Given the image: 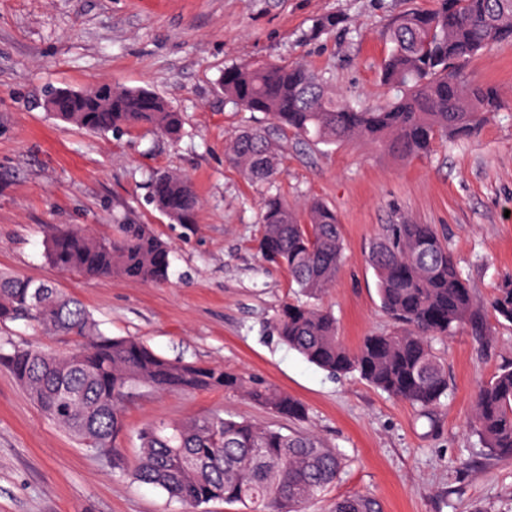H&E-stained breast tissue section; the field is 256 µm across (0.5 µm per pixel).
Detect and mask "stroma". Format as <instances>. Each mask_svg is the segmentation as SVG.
Returning <instances> with one entry per match:
<instances>
[{"instance_id":"35a3bbf8","label":"stroma","mask_w":512,"mask_h":512,"mask_svg":"<svg viewBox=\"0 0 512 512\" xmlns=\"http://www.w3.org/2000/svg\"><path fill=\"white\" fill-rule=\"evenodd\" d=\"M434 0H0V273L50 282L79 299L112 336H134L167 358L220 364L303 401L301 422L272 415L240 394L182 395L139 388L120 438L127 462L146 423L212 413L314 431L345 455L341 478L307 512L365 494L384 512H512V460L482 448L470 420L478 386L512 362V325L485 321L438 344L448 398L430 414L359 375L333 376L279 343L276 321L294 292L287 273L257 249L263 188L224 157L260 112L225 106L219 80L245 59L302 61L351 100L385 98L379 70L391 18ZM332 17V31H317ZM466 76L497 86L504 108L467 140H436L400 158L381 147L306 145L288 135L278 186L303 207L332 206L345 242L335 288L323 300L343 342L393 331L382 312L368 247L382 225H434L478 298L512 275V43L485 50ZM101 81L146 87L184 118L179 143L146 129L94 135L60 129L46 110L52 88ZM162 171L187 175L200 200L193 231L150 204ZM152 225L174 253L167 283L63 273L45 255L43 227L81 224L111 233L126 219ZM66 351L21 321L0 323V342ZM0 512H182L161 490L114 472L59 428L0 365Z\"/></svg>"}]
</instances>
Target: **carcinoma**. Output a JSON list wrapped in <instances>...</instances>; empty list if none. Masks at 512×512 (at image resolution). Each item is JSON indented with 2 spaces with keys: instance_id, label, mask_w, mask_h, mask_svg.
I'll return each mask as SVG.
<instances>
[{
  "instance_id": "1",
  "label": "carcinoma",
  "mask_w": 512,
  "mask_h": 512,
  "mask_svg": "<svg viewBox=\"0 0 512 512\" xmlns=\"http://www.w3.org/2000/svg\"><path fill=\"white\" fill-rule=\"evenodd\" d=\"M390 50L380 80L391 95L359 106L320 83L302 62L249 60L224 69V103L262 112L264 129L245 130L228 148L229 163L253 183L267 185L261 207L262 260L284 269L297 297L278 317V340L332 375L356 373L389 396L423 411L448 397V368L434 341L464 324L487 334L481 305L447 244L430 224H385L368 250L380 307L396 325L349 349L336 317L322 304L335 287L344 240L336 211L312 200L299 212L275 190L280 157L275 140L291 133L301 142L334 145L371 142L400 157L425 155L439 137L465 139L503 107L499 90L464 77L462 64L490 46L512 41V0H434L429 10H409L390 21ZM63 127L97 134L150 128L176 141L182 114L145 88L100 82L85 90H56ZM150 200L176 224L196 223L199 199L190 179L163 171ZM46 257L62 272L120 278L143 284L167 281L172 247L147 224L115 225L96 234L80 225L47 226ZM489 307L512 324V277L496 289ZM23 321L47 336H69L75 348L55 353L12 346L0 351L17 381L59 427L112 468L194 508L220 499L245 512H304L336 484L343 453L317 434H284L269 425L211 414L152 423L138 432L139 455L127 469L118 437L125 429L130 391L192 394L223 389L241 393L276 415L301 421L307 408L271 386L226 372L220 365L172 360L135 337H112L83 304L55 285L0 274V322ZM472 425L483 447L512 459V365L475 393ZM331 512H382L368 495L336 499Z\"/></svg>"
}]
</instances>
